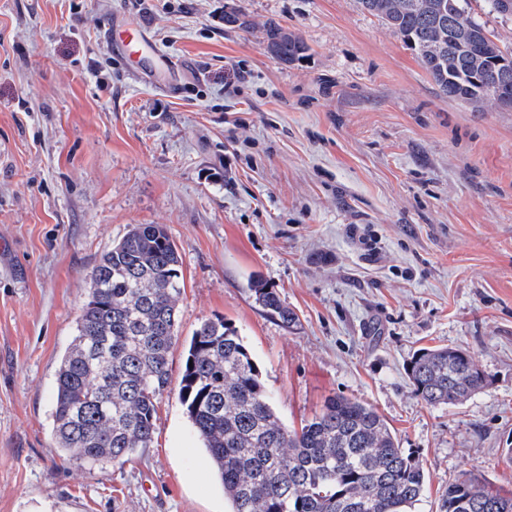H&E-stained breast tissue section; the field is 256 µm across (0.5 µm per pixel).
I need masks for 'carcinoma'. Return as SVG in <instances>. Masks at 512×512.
Returning a JSON list of instances; mask_svg holds the SVG:
<instances>
[{
    "instance_id": "carcinoma-1",
    "label": "carcinoma",
    "mask_w": 512,
    "mask_h": 512,
    "mask_svg": "<svg viewBox=\"0 0 512 512\" xmlns=\"http://www.w3.org/2000/svg\"><path fill=\"white\" fill-rule=\"evenodd\" d=\"M415 52L447 97L495 100L512 91V60L468 11V0H360ZM268 46L291 64L308 46L279 23L265 24ZM183 260L162 224H136L88 275L76 335L56 372L55 452L64 461L122 465L151 447L159 397L169 385L178 343ZM267 316L297 317L276 291L255 283ZM407 374L428 406H455L487 385L457 348L420 349ZM179 398L206 448L231 512H416L426 488L420 456L370 406L344 396L289 429L279 419L242 336L222 319L206 320L186 349ZM439 512H512V497L475 475L448 479Z\"/></svg>"
}]
</instances>
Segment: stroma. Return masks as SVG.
I'll return each mask as SVG.
<instances>
[{
	"mask_svg": "<svg viewBox=\"0 0 512 512\" xmlns=\"http://www.w3.org/2000/svg\"><path fill=\"white\" fill-rule=\"evenodd\" d=\"M270 20L306 57L271 55ZM136 224L183 258L170 388L142 458L65 462L56 371L88 273ZM215 318L287 427L336 395L372 406L424 461L421 512L460 474L512 495V110L444 96L359 0H0V512H230L178 399L182 346ZM434 346L487 386L421 404L406 365ZM251 291L254 294L255 301L271 319L287 327L296 322L295 313L281 301L273 288H268L262 283L256 282Z\"/></svg>",
	"mask_w": 512,
	"mask_h": 512,
	"instance_id": "obj_1",
	"label": "stroma"
}]
</instances>
